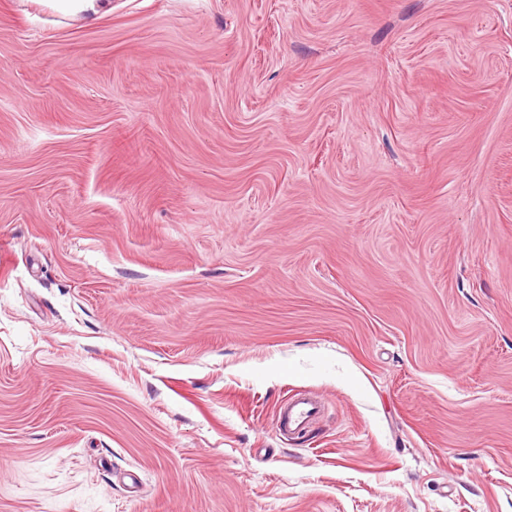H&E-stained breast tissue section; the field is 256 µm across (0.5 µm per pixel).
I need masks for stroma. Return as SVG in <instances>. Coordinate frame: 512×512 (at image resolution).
Here are the masks:
<instances>
[{"label": "stroma", "instance_id": "stroma-1", "mask_svg": "<svg viewBox=\"0 0 512 512\" xmlns=\"http://www.w3.org/2000/svg\"><path fill=\"white\" fill-rule=\"evenodd\" d=\"M0 512H512V0H0ZM38 4L53 15L82 22H93L112 12V0H25ZM319 412V403L313 397L295 393L277 408L274 416L275 430L290 438L303 437Z\"/></svg>", "mask_w": 512, "mask_h": 512}]
</instances>
